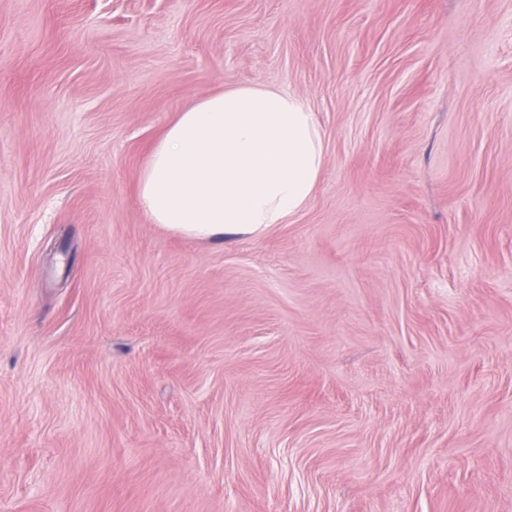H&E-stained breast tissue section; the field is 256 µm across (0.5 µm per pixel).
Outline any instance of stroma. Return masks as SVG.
I'll use <instances>...</instances> for the list:
<instances>
[{"mask_svg":"<svg viewBox=\"0 0 512 512\" xmlns=\"http://www.w3.org/2000/svg\"><path fill=\"white\" fill-rule=\"evenodd\" d=\"M250 84L308 207L150 223ZM0 512H512V0H0ZM324 163L308 104L285 88L247 85L181 112L155 143L138 190L150 222L170 231L259 236L306 208Z\"/></svg>","mask_w":512,"mask_h":512,"instance_id":"stroma-1","label":"stroma"}]
</instances>
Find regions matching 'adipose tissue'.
I'll use <instances>...</instances> for the list:
<instances>
[{
  "instance_id": "ef3b65f1",
  "label": "adipose tissue",
  "mask_w": 512,
  "mask_h": 512,
  "mask_svg": "<svg viewBox=\"0 0 512 512\" xmlns=\"http://www.w3.org/2000/svg\"><path fill=\"white\" fill-rule=\"evenodd\" d=\"M325 145L306 102L247 85L203 98L155 143L138 190L151 223L220 240L258 236L311 200Z\"/></svg>"
}]
</instances>
